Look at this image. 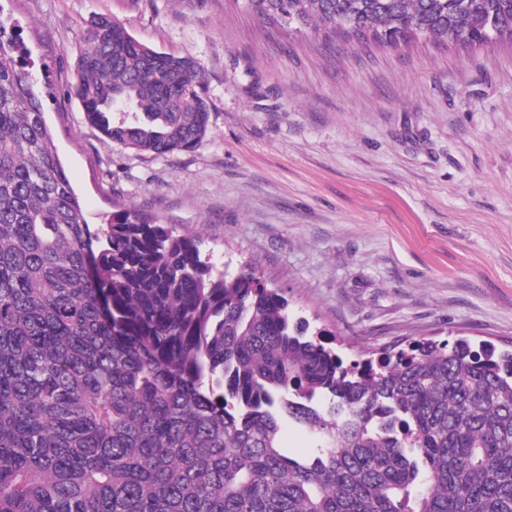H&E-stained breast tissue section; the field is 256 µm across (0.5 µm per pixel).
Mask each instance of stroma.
<instances>
[{
  "mask_svg": "<svg viewBox=\"0 0 512 512\" xmlns=\"http://www.w3.org/2000/svg\"><path fill=\"white\" fill-rule=\"evenodd\" d=\"M35 60L59 159L96 229L135 207L256 263L345 360L414 340L512 348V48L331 45L266 35L244 0H0ZM195 57L209 132L194 151L103 140L67 89L95 17Z\"/></svg>",
  "mask_w": 512,
  "mask_h": 512,
  "instance_id": "1",
  "label": "stroma"
}]
</instances>
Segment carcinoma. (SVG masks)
<instances>
[{
  "mask_svg": "<svg viewBox=\"0 0 512 512\" xmlns=\"http://www.w3.org/2000/svg\"><path fill=\"white\" fill-rule=\"evenodd\" d=\"M277 31L511 45L512 0H245ZM0 19V512H512V352L416 341L346 363L253 264L135 208L97 234ZM205 73L91 21L70 97L152 155L208 132ZM289 420L323 437L299 458Z\"/></svg>",
  "mask_w": 512,
  "mask_h": 512,
  "instance_id": "cac0c4a2",
  "label": "carcinoma"
}]
</instances>
